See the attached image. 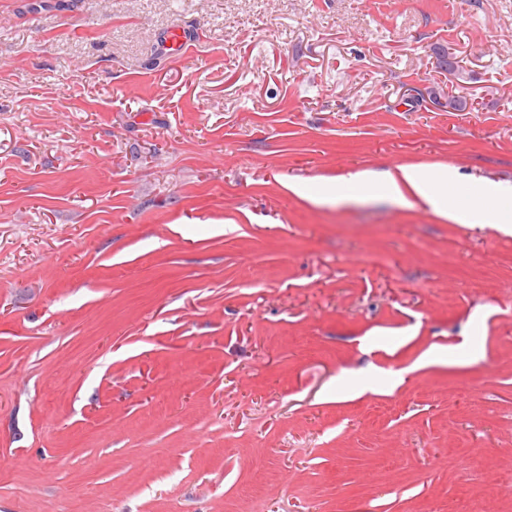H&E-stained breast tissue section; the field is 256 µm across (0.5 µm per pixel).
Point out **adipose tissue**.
I'll return each mask as SVG.
<instances>
[{"label":"adipose tissue","instance_id":"1","mask_svg":"<svg viewBox=\"0 0 512 512\" xmlns=\"http://www.w3.org/2000/svg\"><path fill=\"white\" fill-rule=\"evenodd\" d=\"M452 168L421 165L401 167L398 175L376 183L365 173L357 172L322 184L318 187L298 185L294 191L315 203L333 199H353L378 195L402 202L413 196L424 202L437 215L462 224H493L500 230L512 225V189L475 184L469 188L471 203L461 208Z\"/></svg>","mask_w":512,"mask_h":512}]
</instances>
